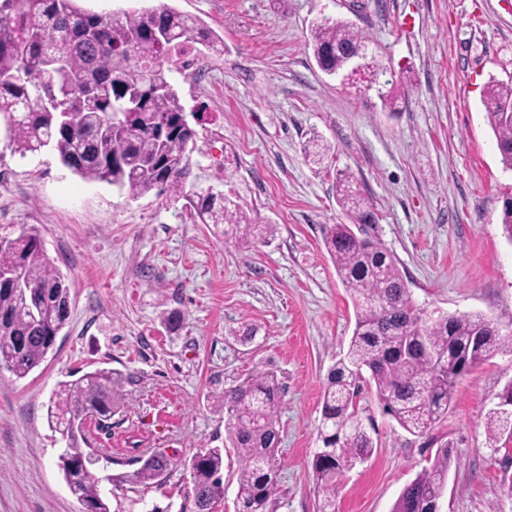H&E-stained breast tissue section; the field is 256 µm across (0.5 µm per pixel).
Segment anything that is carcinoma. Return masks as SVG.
<instances>
[{
  "label": "carcinoma",
  "mask_w": 512,
  "mask_h": 512,
  "mask_svg": "<svg viewBox=\"0 0 512 512\" xmlns=\"http://www.w3.org/2000/svg\"><path fill=\"white\" fill-rule=\"evenodd\" d=\"M366 44L347 20H323L311 28L315 59L325 70L346 68L345 52ZM203 45L224 46L213 31L176 8L153 16L139 10L89 13L77 0H0V117L10 146L21 157L51 145L63 165L89 182H105L132 197L153 190L184 200L202 224L250 223L239 204L223 193L186 189L193 145L179 132L184 106L169 73L186 67ZM378 98L388 106L398 89L380 64L372 63ZM485 117L503 164L512 168V77L490 79L483 90ZM121 124L112 128V113ZM336 201L348 219L323 228V244L355 307V327L344 353L329 369L322 397L321 442L312 466L320 481L319 512H335L336 477L374 452L371 417L356 403L374 385L383 413L413 435L424 436L445 415L458 379L481 360L512 351V332L478 313L427 317L416 307L397 258L369 228L375 214L349 172L336 176ZM67 277L46 255L30 228L0 241V366L23 379L40 366L69 318ZM124 377L103 368L61 383L47 419L60 435L58 466L86 512H110L91 471L99 458L89 449L84 424L112 420ZM224 409V432L241 461L238 512H267L278 489L282 387L260 371L215 397ZM490 443L512 438V412L489 411ZM454 464L451 451L436 450L433 462L399 494L391 512H432ZM171 461L163 454L134 472L145 485L161 480ZM195 512H210L224 499V449L193 454Z\"/></svg>",
  "instance_id": "1"
}]
</instances>
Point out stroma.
Masks as SVG:
<instances>
[{
	"label": "stroma",
	"instance_id": "stroma-1",
	"mask_svg": "<svg viewBox=\"0 0 512 512\" xmlns=\"http://www.w3.org/2000/svg\"><path fill=\"white\" fill-rule=\"evenodd\" d=\"M169 4L224 40L199 68L173 71L196 126L191 182L235 199L272 236L217 233L182 203L131 198L88 182L50 147L14 154L0 119V239L36 228L70 286V316L27 378L0 370V512H84L57 465L46 406L61 382L109 368L125 378L110 428L90 427L103 459L92 471L111 512L192 508L183 462L224 450V498L237 512L241 462L227 447L215 395L258 370L283 387L282 465L268 512H317L312 470L324 383L355 325L350 296L322 243L345 216L333 189L352 173L368 194L371 230L392 252L428 315L479 312L512 326V242L502 234L512 193L481 102L512 75V0H79L91 12ZM351 21L399 85L395 108L345 91L309 45L314 22ZM330 145L315 164L303 147ZM180 312L182 327L162 318ZM254 329L253 342L238 341ZM512 382V353L473 366L447 416L426 435L383 415L373 390L359 407L376 448L336 479V512H391L403 488L446 447L454 463L440 512H512V440L490 447L487 413ZM164 452L159 483L133 481L137 457Z\"/></svg>",
	"mask_w": 512,
	"mask_h": 512
}]
</instances>
